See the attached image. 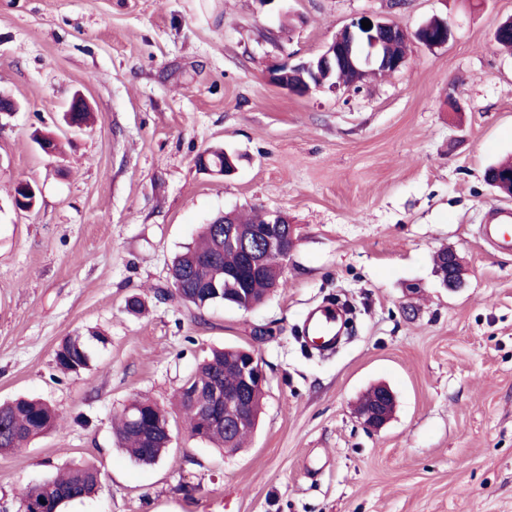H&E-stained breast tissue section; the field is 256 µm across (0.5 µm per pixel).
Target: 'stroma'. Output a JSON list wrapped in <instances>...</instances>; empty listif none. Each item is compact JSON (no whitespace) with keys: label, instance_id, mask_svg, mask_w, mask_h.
I'll use <instances>...</instances> for the list:
<instances>
[{"label":"stroma","instance_id":"obj_1","mask_svg":"<svg viewBox=\"0 0 512 512\" xmlns=\"http://www.w3.org/2000/svg\"><path fill=\"white\" fill-rule=\"evenodd\" d=\"M361 15L410 34L442 17L452 37L411 42L404 67L356 91L298 98L268 82ZM510 16L512 0H0V94L19 105L0 118V402L39 397L64 421L0 456V512L82 462L103 489L61 512H512V252L479 233L487 205L512 207L484 180L512 158V50L492 42ZM78 92L93 112L74 132ZM220 146L239 157L228 177L196 164ZM21 181L39 190L28 212ZM250 208L294 228L283 289L200 318L157 296L204 224ZM443 248L462 259L455 292L434 273ZM330 298L354 320L321 357L296 330ZM92 330L108 341L89 368L59 371L62 339ZM224 346L254 350L267 374L232 453L173 409ZM377 383L396 409L374 431L356 405ZM142 395L171 412L152 465L112 434Z\"/></svg>","mask_w":512,"mask_h":512}]
</instances>
